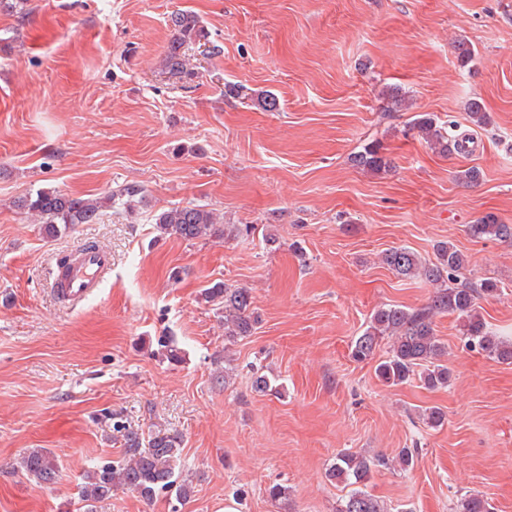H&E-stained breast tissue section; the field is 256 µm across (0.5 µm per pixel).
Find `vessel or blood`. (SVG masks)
I'll list each match as a JSON object with an SVG mask.
<instances>
[{
	"mask_svg": "<svg viewBox=\"0 0 512 512\" xmlns=\"http://www.w3.org/2000/svg\"><path fill=\"white\" fill-rule=\"evenodd\" d=\"M111 270L110 253L100 249L85 251L56 275L53 286L62 300L75 303L95 293Z\"/></svg>",
	"mask_w": 512,
	"mask_h": 512,
	"instance_id": "obj_1",
	"label": "vessel or blood"
}]
</instances>
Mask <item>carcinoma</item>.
Here are the masks:
<instances>
[{
  "label": "carcinoma",
  "instance_id": "carcinoma-1",
  "mask_svg": "<svg viewBox=\"0 0 512 512\" xmlns=\"http://www.w3.org/2000/svg\"><path fill=\"white\" fill-rule=\"evenodd\" d=\"M31 0H0V12L26 17L32 11ZM171 38L162 61L165 71L180 78H192L187 50L189 45L208 41L207 32L199 16L192 11L173 12L168 17ZM410 129L434 151L443 155L464 151V141L448 132L437 116L417 114ZM351 163L366 172L385 173L392 169L391 160L382 145L372 140L351 157ZM139 194L133 187L111 192L105 200L72 196L59 190H39L14 200V207L40 217L45 232L53 236L75 224H96L102 216L104 203L124 205V198ZM157 230L163 236H175L185 241L210 238H229L241 232L235 224H223L214 212L199 206L172 207L162 210L154 218ZM470 233L486 240L512 241V225L503 224L487 214L469 226ZM381 261L395 275L417 277L433 288L428 302L418 308L387 304L374 310L370 320L350 346L351 358L363 363L374 359L382 341L389 351L376 368V376L388 386H398L417 378L428 389L449 385L451 371L443 362L445 345L435 333V318L439 314L457 316L460 333L471 348L481 350L488 358L501 363H512V339L495 335L479 311L482 294L498 290L496 282L486 279L479 285L460 279L470 260L452 245L436 246L435 260L425 261L414 251L394 247L382 254ZM204 300L224 313V350L238 340L254 333L257 318L253 312L251 293L216 283L203 290ZM158 353L171 363L183 361L182 351L170 337L157 340ZM112 428L121 433V455L107 462L91 463L78 484L77 504L80 512H97V504L112 498L121 489L131 491L146 501L164 496L183 504L193 493L192 485L178 468L181 440L176 436L156 433L149 437L139 430L118 422ZM415 448H402L392 461L383 455L367 457L344 452L336 455L327 477L355 486L342 500L337 512H386L384 504L360 485L370 479L377 468L408 471L415 463ZM19 467L28 477L40 484H54L59 478L55 457L44 449L24 452ZM461 512H489V504L478 493L468 494L460 504Z\"/></svg>",
  "mask_w": 512,
  "mask_h": 512
}]
</instances>
